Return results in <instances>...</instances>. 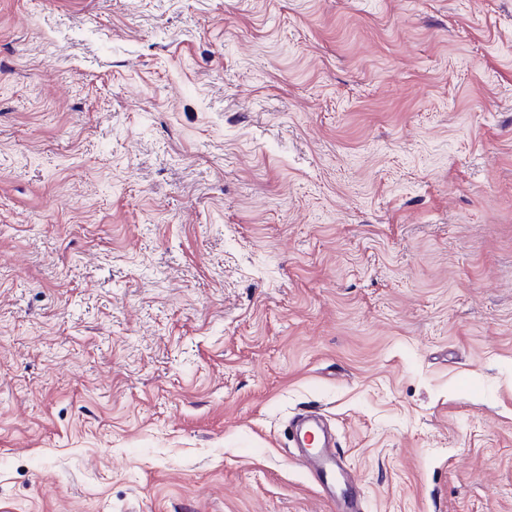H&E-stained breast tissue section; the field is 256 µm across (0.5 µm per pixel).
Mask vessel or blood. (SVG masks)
Listing matches in <instances>:
<instances>
[{
    "mask_svg": "<svg viewBox=\"0 0 512 512\" xmlns=\"http://www.w3.org/2000/svg\"><path fill=\"white\" fill-rule=\"evenodd\" d=\"M296 458L319 494L336 506V512H362L363 495L349 477L341 457L320 435L315 421L299 433Z\"/></svg>",
    "mask_w": 512,
    "mask_h": 512,
    "instance_id": "vessel-or-blood-1",
    "label": "vessel or blood"
}]
</instances>
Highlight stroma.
Masks as SVG:
<instances>
[{"mask_svg": "<svg viewBox=\"0 0 512 512\" xmlns=\"http://www.w3.org/2000/svg\"><path fill=\"white\" fill-rule=\"evenodd\" d=\"M512 512V0H0V512ZM309 436H313L312 443ZM296 459L305 470L319 494L336 504V512H361L363 495L358 482L351 480L336 448L329 446L313 418L299 433Z\"/></svg>", "mask_w": 512, "mask_h": 512, "instance_id": "1", "label": "stroma"}]
</instances>
